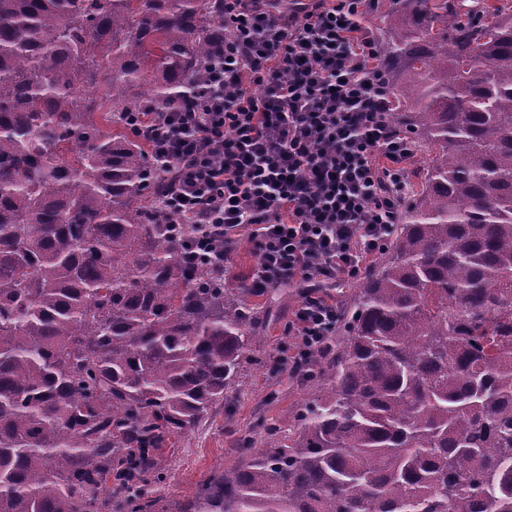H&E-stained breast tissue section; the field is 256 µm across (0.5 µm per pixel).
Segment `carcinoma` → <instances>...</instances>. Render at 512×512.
I'll return each mask as SVG.
<instances>
[{
  "label": "carcinoma",
  "instance_id": "cac0c4a2",
  "mask_svg": "<svg viewBox=\"0 0 512 512\" xmlns=\"http://www.w3.org/2000/svg\"><path fill=\"white\" fill-rule=\"evenodd\" d=\"M389 120L423 188L352 285L288 436L172 501L245 287L186 259L149 129L196 106L224 0H0V512H512V8L389 0Z\"/></svg>",
  "mask_w": 512,
  "mask_h": 512
}]
</instances>
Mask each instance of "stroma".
I'll return each mask as SVG.
<instances>
[{"mask_svg": "<svg viewBox=\"0 0 512 512\" xmlns=\"http://www.w3.org/2000/svg\"><path fill=\"white\" fill-rule=\"evenodd\" d=\"M300 299L298 288L282 286L251 297L262 325L253 337L248 358L224 403L162 458L165 490L173 498L193 495L197 484L210 471L239 462L237 443L257 417H265L288 429L305 401L317 394L308 381L293 377L279 359L284 347L294 346L288 336V318Z\"/></svg>", "mask_w": 512, "mask_h": 512, "instance_id": "1", "label": "stroma"}]
</instances>
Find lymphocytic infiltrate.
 I'll return each instance as SVG.
<instances>
[{
    "mask_svg": "<svg viewBox=\"0 0 512 512\" xmlns=\"http://www.w3.org/2000/svg\"><path fill=\"white\" fill-rule=\"evenodd\" d=\"M364 12L365 0H224V54L199 104L140 115L161 126L149 147L176 182L166 210L201 229L190 257L223 266L245 229L253 287H300L287 362L303 378L340 316L322 286L384 249L407 189L411 142L385 112Z\"/></svg>",
    "mask_w": 512,
    "mask_h": 512,
    "instance_id": "1",
    "label": "lymphocytic infiltrate"
}]
</instances>
